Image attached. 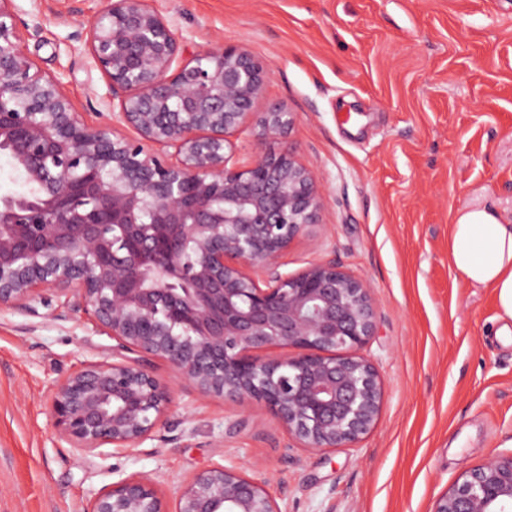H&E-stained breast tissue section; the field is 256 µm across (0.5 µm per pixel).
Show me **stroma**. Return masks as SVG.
Instances as JSON below:
<instances>
[{"label": "stroma", "mask_w": 512, "mask_h": 512, "mask_svg": "<svg viewBox=\"0 0 512 512\" xmlns=\"http://www.w3.org/2000/svg\"><path fill=\"white\" fill-rule=\"evenodd\" d=\"M186 54L247 48L271 69L260 110L294 112L284 142L323 184L318 223L281 259L333 260L367 285L366 355L385 388L375 428L350 446L298 447L264 408L201 396L169 364L173 402L154 439L92 452L58 438L62 377L112 360V339L64 296L38 316L0 308V512H88L146 473L167 501L214 465L259 466L281 512H432L457 479L512 453V342L492 289L455 272L458 210L512 220V0H146ZM38 24L24 50L61 77L90 124L118 126L106 80L75 33L103 0H14Z\"/></svg>", "instance_id": "stroma-1"}]
</instances>
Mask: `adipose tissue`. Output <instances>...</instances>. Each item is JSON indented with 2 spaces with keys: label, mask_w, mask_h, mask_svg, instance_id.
Here are the masks:
<instances>
[{
  "label": "adipose tissue",
  "mask_w": 512,
  "mask_h": 512,
  "mask_svg": "<svg viewBox=\"0 0 512 512\" xmlns=\"http://www.w3.org/2000/svg\"><path fill=\"white\" fill-rule=\"evenodd\" d=\"M454 269L496 294L502 334L512 333V224L482 209L458 212L448 247Z\"/></svg>",
  "instance_id": "ef3b65f1"
}]
</instances>
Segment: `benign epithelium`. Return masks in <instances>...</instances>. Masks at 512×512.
Listing matches in <instances>:
<instances>
[{
  "label": "benign epithelium",
  "mask_w": 512,
  "mask_h": 512,
  "mask_svg": "<svg viewBox=\"0 0 512 512\" xmlns=\"http://www.w3.org/2000/svg\"><path fill=\"white\" fill-rule=\"evenodd\" d=\"M13 2L0 0V154L20 189L0 195V306L37 316L35 303L56 292L118 356L57 384L58 437L87 452L152 438L172 402L155 359L202 396L265 407L302 448L368 434L384 397L363 354L377 326L369 288L334 261L280 271L319 221V179L290 147L230 164L228 136L251 117L261 144L294 125L283 107L255 112L270 68L224 45L175 68L177 38L145 0H105L85 43L105 99L121 96L129 138L85 123L61 79L35 66ZM90 512L282 510L266 481L216 465L180 488L173 511L138 474ZM433 512H512V454L454 482Z\"/></svg>",
  "instance_id": "benign-epithelium-1"
}]
</instances>
